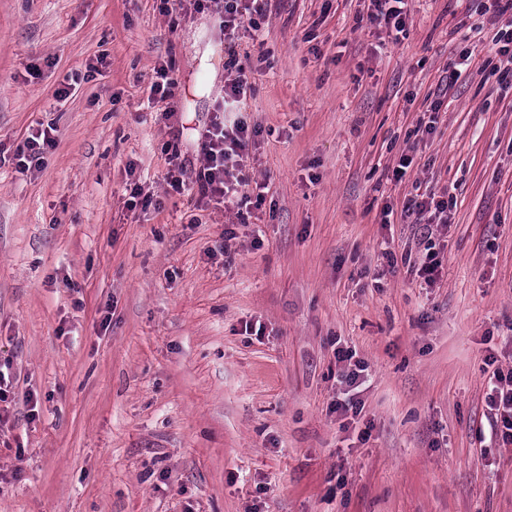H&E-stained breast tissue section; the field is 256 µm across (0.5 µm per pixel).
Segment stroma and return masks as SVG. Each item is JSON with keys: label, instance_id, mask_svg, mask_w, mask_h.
I'll return each instance as SVG.
<instances>
[{"label": "stroma", "instance_id": "stroma-1", "mask_svg": "<svg viewBox=\"0 0 512 512\" xmlns=\"http://www.w3.org/2000/svg\"><path fill=\"white\" fill-rule=\"evenodd\" d=\"M368 6L270 0L231 45L191 0H0V512H512V445L485 438L487 360L512 367L501 25L408 0L395 38ZM231 48L266 185L240 214L172 190L164 152L199 166ZM38 126L56 145L20 173ZM429 191L456 205L427 241L404 206ZM341 347L368 365L348 426Z\"/></svg>", "mask_w": 512, "mask_h": 512}]
</instances>
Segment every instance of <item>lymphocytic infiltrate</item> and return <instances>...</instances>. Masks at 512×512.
Masks as SVG:
<instances>
[{"label": "lymphocytic infiltrate", "instance_id": "obj_1", "mask_svg": "<svg viewBox=\"0 0 512 512\" xmlns=\"http://www.w3.org/2000/svg\"><path fill=\"white\" fill-rule=\"evenodd\" d=\"M218 7L224 34L230 39L240 29L257 28L258 17L266 13L265 0H220ZM224 70V96L210 125L199 135L202 158L193 179H186L180 152L173 147L168 152L167 181L177 191L186 183H193L200 198L229 210L243 208L251 201L248 191L251 180L245 172V160L255 133L239 117L253 90L252 70L233 52L225 60ZM487 404L495 416V432L503 444L512 445V368L493 371L488 382Z\"/></svg>", "mask_w": 512, "mask_h": 512}]
</instances>
